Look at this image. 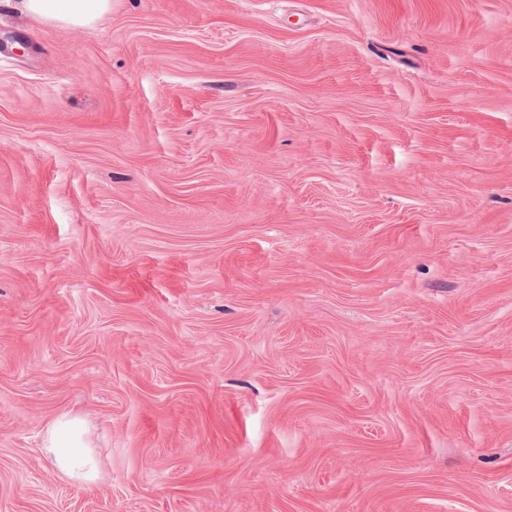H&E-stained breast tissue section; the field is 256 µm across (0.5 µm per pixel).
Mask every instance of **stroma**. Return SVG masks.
Masks as SVG:
<instances>
[{
	"label": "stroma",
	"instance_id": "obj_1",
	"mask_svg": "<svg viewBox=\"0 0 512 512\" xmlns=\"http://www.w3.org/2000/svg\"><path fill=\"white\" fill-rule=\"evenodd\" d=\"M17 2L0 512H512V0ZM28 15L42 22L90 26L112 9V0H21ZM86 424L78 418L61 415L46 427L40 453L56 470L79 483H94L100 469L87 438Z\"/></svg>",
	"mask_w": 512,
	"mask_h": 512
}]
</instances>
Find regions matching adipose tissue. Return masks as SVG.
Returning <instances> with one entry per match:
<instances>
[{"label": "adipose tissue", "instance_id": "ef3b65f1", "mask_svg": "<svg viewBox=\"0 0 512 512\" xmlns=\"http://www.w3.org/2000/svg\"><path fill=\"white\" fill-rule=\"evenodd\" d=\"M21 5L42 22L84 27L109 12L112 0H22ZM40 452L71 481L89 484L99 478L87 426L78 418L61 415L52 420L43 433Z\"/></svg>", "mask_w": 512, "mask_h": 512}]
</instances>
